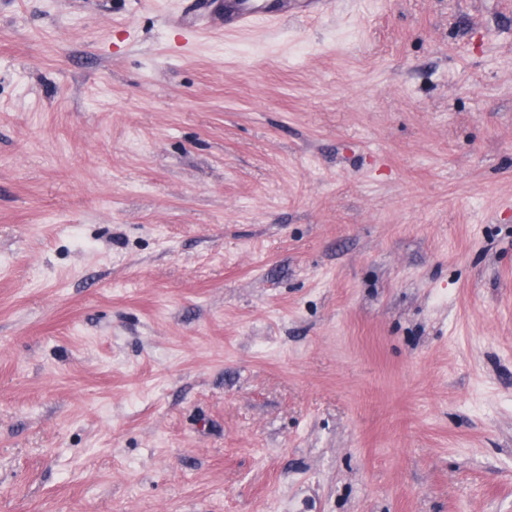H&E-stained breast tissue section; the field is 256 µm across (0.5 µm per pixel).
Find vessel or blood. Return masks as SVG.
<instances>
[{
	"mask_svg": "<svg viewBox=\"0 0 512 512\" xmlns=\"http://www.w3.org/2000/svg\"><path fill=\"white\" fill-rule=\"evenodd\" d=\"M330 5L331 0H199L185 25L195 29L217 20L227 29L249 28L260 22L272 26L289 17H319Z\"/></svg>",
	"mask_w": 512,
	"mask_h": 512,
	"instance_id": "1",
	"label": "vessel or blood"
}]
</instances>
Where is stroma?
Masks as SVG:
<instances>
[{
    "label": "stroma",
    "instance_id": "1",
    "mask_svg": "<svg viewBox=\"0 0 512 512\" xmlns=\"http://www.w3.org/2000/svg\"><path fill=\"white\" fill-rule=\"evenodd\" d=\"M0 0V512H512V0ZM330 0H204L185 19V31L219 20L224 29L249 28L258 22L274 26L289 17L316 18L330 8Z\"/></svg>",
    "mask_w": 512,
    "mask_h": 512
}]
</instances>
